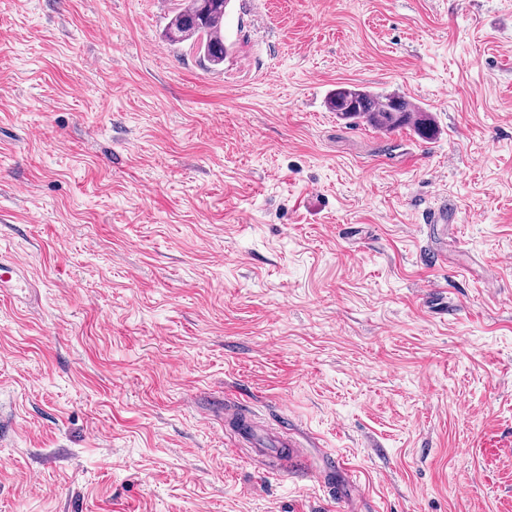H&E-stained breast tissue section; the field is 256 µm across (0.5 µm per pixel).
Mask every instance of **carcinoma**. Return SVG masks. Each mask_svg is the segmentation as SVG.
Listing matches in <instances>:
<instances>
[{"label":"carcinoma","instance_id":"carcinoma-1","mask_svg":"<svg viewBox=\"0 0 512 512\" xmlns=\"http://www.w3.org/2000/svg\"><path fill=\"white\" fill-rule=\"evenodd\" d=\"M231 0H180L163 29L172 46L187 44L196 49L210 68L224 65L229 46L224 41V17ZM328 107L350 126L367 125L377 132L409 129L428 138L434 133L431 116L414 115L406 99L379 95L362 87L340 85L328 96Z\"/></svg>","mask_w":512,"mask_h":512}]
</instances>
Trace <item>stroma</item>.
Here are the masks:
<instances>
[{
	"mask_svg": "<svg viewBox=\"0 0 512 512\" xmlns=\"http://www.w3.org/2000/svg\"><path fill=\"white\" fill-rule=\"evenodd\" d=\"M174 3L0 0V512H512V0H232L217 71ZM328 107L336 117L350 126L367 125L377 132L393 133L402 129L428 138L434 133V124L427 112L414 118L409 103L401 96L379 95L362 87L336 86L328 96ZM18 265L0 255V288H16L20 291L31 288L26 276L20 275ZM227 427L232 432L236 451L245 445L252 448L251 460L263 462L267 458L276 457L273 467L292 470L303 455L302 448L288 433V438L271 434L255 418L247 419L231 413L227 418Z\"/></svg>",
	"mask_w": 512,
	"mask_h": 512,
	"instance_id": "1",
	"label": "stroma"
}]
</instances>
